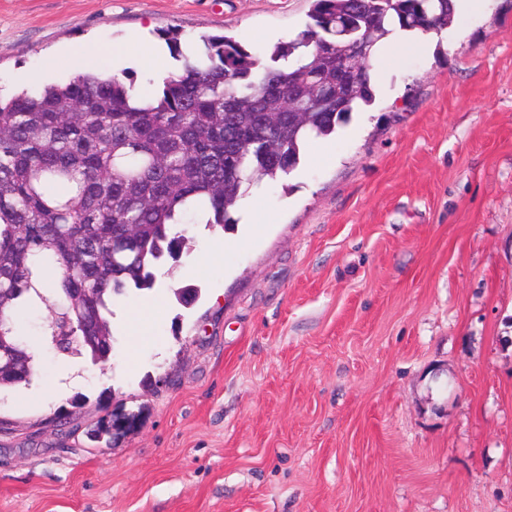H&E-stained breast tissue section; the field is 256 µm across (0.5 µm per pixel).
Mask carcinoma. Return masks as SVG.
<instances>
[{
	"label": "carcinoma",
	"mask_w": 512,
	"mask_h": 512,
	"mask_svg": "<svg viewBox=\"0 0 512 512\" xmlns=\"http://www.w3.org/2000/svg\"><path fill=\"white\" fill-rule=\"evenodd\" d=\"M305 29L276 43L269 63L234 37L211 35L191 50L165 32L180 74L133 105V85L86 72L0 101V308L11 330L0 343V390L30 383L16 349L48 344L112 354L113 298L151 290L155 266L186 242V215L226 228L250 186L295 170L311 137H327L370 105L371 56L396 30L440 33L454 0H309ZM364 42L351 83L336 82L325 46ZM303 92L300 116L288 95ZM73 288H86L81 303ZM43 303L49 323L23 335L19 314Z\"/></svg>",
	"instance_id": "obj_1"
}]
</instances>
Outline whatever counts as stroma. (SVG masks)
<instances>
[{
    "mask_svg": "<svg viewBox=\"0 0 512 512\" xmlns=\"http://www.w3.org/2000/svg\"><path fill=\"white\" fill-rule=\"evenodd\" d=\"M308 10L0 0V96L67 82L91 37L227 34L262 58ZM179 68L122 75L153 92ZM378 68L371 107L263 180L262 223L185 224L145 344L133 289L110 365L43 347L0 392V512H512V0Z\"/></svg>",
    "mask_w": 512,
    "mask_h": 512,
    "instance_id": "obj_1",
    "label": "stroma"
}]
</instances>
